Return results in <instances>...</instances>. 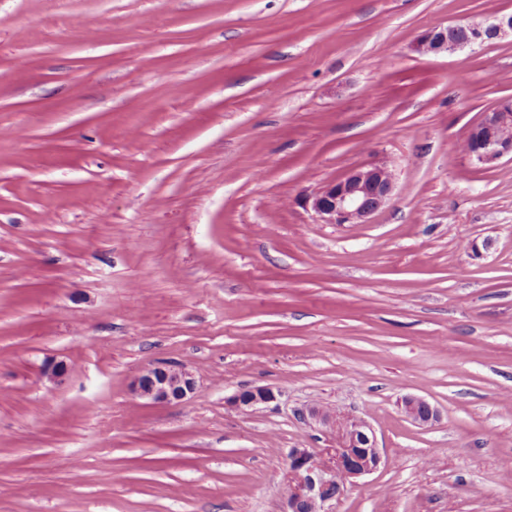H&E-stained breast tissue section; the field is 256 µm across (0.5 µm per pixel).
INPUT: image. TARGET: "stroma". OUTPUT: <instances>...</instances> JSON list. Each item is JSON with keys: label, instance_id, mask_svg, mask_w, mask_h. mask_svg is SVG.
<instances>
[{"label": "stroma", "instance_id": "obj_1", "mask_svg": "<svg viewBox=\"0 0 512 512\" xmlns=\"http://www.w3.org/2000/svg\"><path fill=\"white\" fill-rule=\"evenodd\" d=\"M508 13L0 0V512H283L291 451L336 445L312 407L383 455L329 512H512V160L464 150L512 37L413 50ZM370 161L390 203L321 223ZM161 364L194 393L140 398ZM509 34L512 36V14L497 15L482 22L451 24L426 31L415 43L414 51L455 52L468 46L491 44ZM394 177L383 162H370L330 181L312 196L324 224H365L392 199ZM276 395L269 387H254L250 389H243L232 396L228 397L225 401L227 405L237 409H244L253 407L259 404L269 403L274 401ZM400 409L404 417L417 425H424L436 417V410L424 398L408 396L401 400Z\"/></svg>", "mask_w": 512, "mask_h": 512}]
</instances>
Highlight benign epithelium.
<instances>
[{
	"instance_id": "benign-epithelium-1",
	"label": "benign epithelium",
	"mask_w": 512,
	"mask_h": 512,
	"mask_svg": "<svg viewBox=\"0 0 512 512\" xmlns=\"http://www.w3.org/2000/svg\"><path fill=\"white\" fill-rule=\"evenodd\" d=\"M512 35V14L497 15L482 22L451 24L422 34L414 45L421 54L455 52L468 46L491 44ZM468 156L478 164L492 165L504 157L512 159V97L497 101L473 124L467 135ZM394 177L383 162H370L330 181L312 196V208L324 224H365L392 199ZM191 375L175 366H156L136 379L135 390L156 403L179 402L192 393ZM276 399L269 387L243 389L226 400L227 405L244 409ZM404 417L424 425L436 417V410L424 398L401 400ZM338 443L330 466L319 464L306 448L290 455L288 495L284 512H327L324 506L339 498L335 477L345 479L376 471L382 455L370 425L364 420L336 422Z\"/></svg>"
}]
</instances>
